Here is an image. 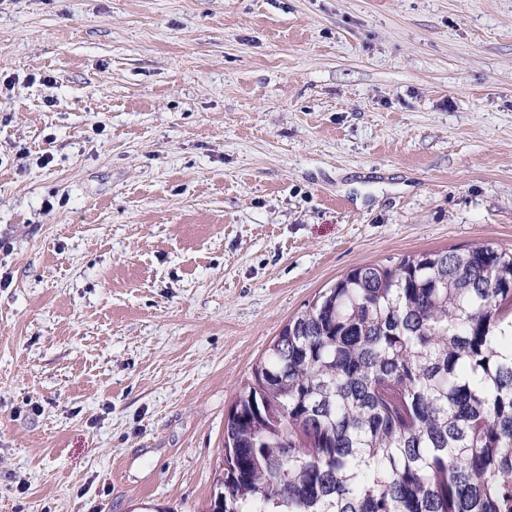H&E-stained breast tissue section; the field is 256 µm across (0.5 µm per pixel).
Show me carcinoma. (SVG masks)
<instances>
[{
  "label": "carcinoma",
  "instance_id": "obj_1",
  "mask_svg": "<svg viewBox=\"0 0 512 512\" xmlns=\"http://www.w3.org/2000/svg\"><path fill=\"white\" fill-rule=\"evenodd\" d=\"M224 512H512V249L364 264L224 420Z\"/></svg>",
  "mask_w": 512,
  "mask_h": 512
}]
</instances>
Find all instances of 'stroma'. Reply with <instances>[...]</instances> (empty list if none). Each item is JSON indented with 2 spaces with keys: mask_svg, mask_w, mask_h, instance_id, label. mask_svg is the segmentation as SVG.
<instances>
[{
  "mask_svg": "<svg viewBox=\"0 0 512 512\" xmlns=\"http://www.w3.org/2000/svg\"><path fill=\"white\" fill-rule=\"evenodd\" d=\"M512 248V0H0V512H207L351 268Z\"/></svg>",
  "mask_w": 512,
  "mask_h": 512,
  "instance_id": "1",
  "label": "stroma"
}]
</instances>
